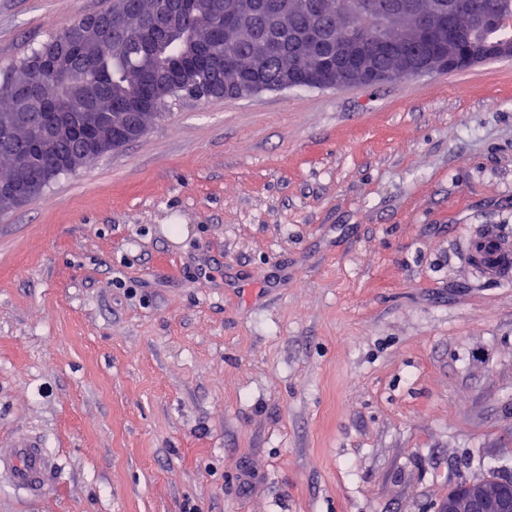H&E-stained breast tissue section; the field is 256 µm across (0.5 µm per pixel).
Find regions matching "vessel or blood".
I'll list each match as a JSON object with an SVG mask.
<instances>
[{
	"instance_id": "b4317fda",
	"label": "vessel or blood",
	"mask_w": 512,
	"mask_h": 512,
	"mask_svg": "<svg viewBox=\"0 0 512 512\" xmlns=\"http://www.w3.org/2000/svg\"><path fill=\"white\" fill-rule=\"evenodd\" d=\"M467 262L486 279L500 281L512 278V236L498 225L487 224L479 231L474 249L465 253ZM57 471L55 461L33 437L0 440V479L22 496L44 494Z\"/></svg>"
}]
</instances>
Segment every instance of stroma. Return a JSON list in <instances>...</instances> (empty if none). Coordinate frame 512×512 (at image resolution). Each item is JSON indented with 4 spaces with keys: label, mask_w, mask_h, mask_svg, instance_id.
Returning <instances> with one entry per match:
<instances>
[{
    "label": "stroma",
    "mask_w": 512,
    "mask_h": 512,
    "mask_svg": "<svg viewBox=\"0 0 512 512\" xmlns=\"http://www.w3.org/2000/svg\"><path fill=\"white\" fill-rule=\"evenodd\" d=\"M112 0H0V69ZM512 59L168 99L0 213V512H438L512 478ZM479 241L465 253L467 262L488 280L512 278V238L497 224H485L478 232ZM55 461L35 437L0 440V478L21 496H40L57 471Z\"/></svg>",
    "instance_id": "35a3bbf8"
}]
</instances>
